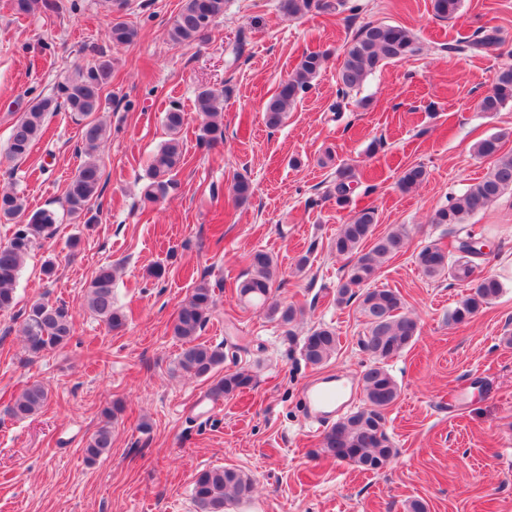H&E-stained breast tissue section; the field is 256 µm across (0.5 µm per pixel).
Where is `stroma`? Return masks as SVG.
<instances>
[{
    "label": "stroma",
    "instance_id": "1",
    "mask_svg": "<svg viewBox=\"0 0 512 512\" xmlns=\"http://www.w3.org/2000/svg\"><path fill=\"white\" fill-rule=\"evenodd\" d=\"M59 2L60 10L20 17L0 0V187L23 193L30 208L62 210L83 159L69 112L50 116L27 160L11 162L5 150L34 98L101 57L113 65L99 114L109 130L98 151L104 187L92 223L62 218L56 236L33 248L15 285L16 308L0 313V512H194L195 474L218 465L255 482L252 498L226 512H406L415 499L427 512H512V345L503 341L512 334V194L472 218L490 245L479 272L497 276L503 292L470 322L448 321L465 288L428 279L414 263L426 245L452 248V226L432 216L493 166L474 145L497 134L502 152H512V104L476 108L512 66V0H463L451 20L435 18L431 0H347L298 18L284 14L282 0H225L223 18L191 44L168 37L182 0H128L121 17L138 37L121 47L106 37L111 17L100 0ZM368 22L413 30L420 51L377 70L336 111L343 49ZM482 27L499 29V52H447ZM315 50L328 53L319 76L282 125L267 126L266 103ZM203 87L224 92V142L214 149L198 139L194 104ZM173 102L185 113V163L176 190L144 208L146 170L167 138L162 119ZM345 163L358 178L347 210L327 197ZM413 165L426 177L402 189L400 175ZM240 176L254 188L243 203L232 192ZM366 206L378 212L375 236L408 232L406 252L383 264L374 285L397 291L419 324L389 363L401 387L386 423L397 456L376 474L320 455L324 429L309 426L303 403L306 387L330 374L360 391L370 363L358 344L365 324L357 303L335 301L345 261L331 249L351 209ZM72 237L80 240L74 251ZM259 249L277 261L278 298L301 310L292 323L237 298L246 257ZM48 260L57 266L49 280L41 273ZM109 263L119 268L115 304L127 316L119 331L82 306L98 267ZM158 265L166 274L156 280L148 271ZM203 279L216 305L201 340L222 349L225 368L247 363L257 375L253 388L208 412L196 403L209 384L176 371L182 344L172 334L179 304ZM39 299L68 305L75 332L29 362L20 310ZM319 324L335 328L340 346L313 367L300 346ZM33 382L47 389L46 406L14 419V397ZM460 385L464 397L452 398ZM115 403L122 410L110 422L112 448L87 463L84 448Z\"/></svg>",
    "mask_w": 512,
    "mask_h": 512
}]
</instances>
